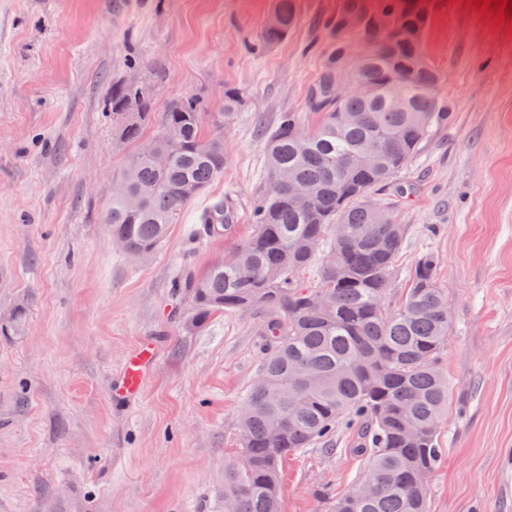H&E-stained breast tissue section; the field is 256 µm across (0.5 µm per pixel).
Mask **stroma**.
I'll list each match as a JSON object with an SVG mask.
<instances>
[{
  "mask_svg": "<svg viewBox=\"0 0 512 512\" xmlns=\"http://www.w3.org/2000/svg\"><path fill=\"white\" fill-rule=\"evenodd\" d=\"M345 0H296L283 42L253 48L273 0H0V512H224V454L261 367L257 312L192 310L178 271L204 274L224 241L191 230L230 199L251 231L266 186V131L280 113L306 127L308 88L337 43L324 24ZM425 55L442 75L447 121L406 167L369 193L407 228L387 302L426 252L448 293L439 359L454 408L431 476L429 512H512V30L465 0H428ZM146 82L156 111L193 94L225 123L223 174L145 259L102 222L112 176L140 149L112 131L116 82ZM157 350L139 392L116 396L141 342ZM356 434L289 456L283 512H331L361 469Z\"/></svg>",
  "mask_w": 512,
  "mask_h": 512,
  "instance_id": "stroma-1",
  "label": "stroma"
}]
</instances>
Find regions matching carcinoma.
Masks as SVG:
<instances>
[{
  "label": "carcinoma",
  "instance_id": "obj_1",
  "mask_svg": "<svg viewBox=\"0 0 512 512\" xmlns=\"http://www.w3.org/2000/svg\"><path fill=\"white\" fill-rule=\"evenodd\" d=\"M273 13L282 25L261 29L263 45L284 41L296 23L294 0H275ZM352 13L375 16L362 0H347L328 22L331 33L342 36L341 17ZM379 13L397 29L385 33L369 24L363 30L369 60L357 75L362 92L336 97V70L347 61L341 40L309 88L310 108L321 114L317 128L307 131L299 115L283 112L268 135L267 187L254 203L251 233L231 250L235 260L213 264L202 277L182 273L171 283L173 294L193 302L191 326L213 312L263 313L261 380L236 422L238 448L224 467V512H282V464L330 440L341 423L357 430L356 447L349 449L362 460L356 483L370 479L374 488L366 495L352 488L336 498L333 512H428L421 475L433 472L445 454L439 435L452 407L448 377L438 366L452 327L448 294L436 278L435 256L426 252L402 302L385 306L406 228L379 223L381 207L367 196L393 180L448 112L433 93L434 68L422 51L426 11L412 0H384ZM393 83L403 87L402 105L386 97ZM136 94L143 111H122ZM240 103L236 89H225L221 119H233ZM109 108L125 143L137 142L152 121L180 131L178 144L156 139L115 178L119 189L103 223L131 256L157 248L184 207L224 173V136L205 131L207 109L193 95L157 113L144 85L115 83ZM367 149L376 153L375 164L349 168V156ZM282 173L293 188L280 183ZM311 188L319 195L313 208L295 195ZM144 189L141 208L129 210L127 195ZM233 218L232 203L218 198L198 216L194 236L232 237ZM314 243L333 263L320 266L312 286L304 274L318 254ZM315 293L329 297L330 312L309 307ZM304 368L320 374L317 385L303 384ZM273 416L282 420L277 432L268 424Z\"/></svg>",
  "mask_w": 512,
  "mask_h": 512
}]
</instances>
